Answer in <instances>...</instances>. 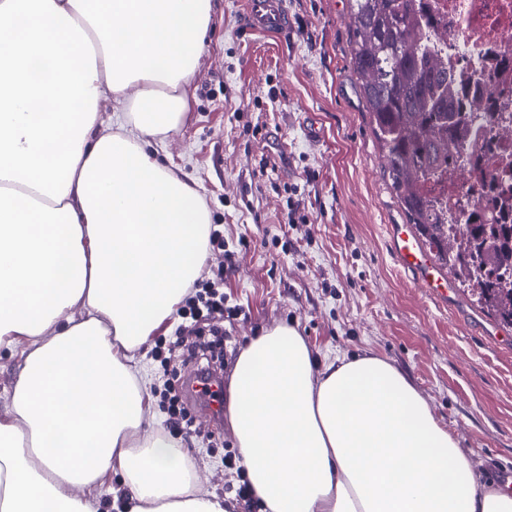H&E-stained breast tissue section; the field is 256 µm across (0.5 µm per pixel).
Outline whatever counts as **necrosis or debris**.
<instances>
[{
	"label": "necrosis or debris",
	"mask_w": 512,
	"mask_h": 512,
	"mask_svg": "<svg viewBox=\"0 0 512 512\" xmlns=\"http://www.w3.org/2000/svg\"><path fill=\"white\" fill-rule=\"evenodd\" d=\"M418 12L435 54L449 68L465 75L479 69L486 74L480 95L465 104L476 121L465 146L464 162L433 193L444 203L460 200L470 188L488 187L482 209L489 220L502 214L494 203L512 200V113L503 111L512 101V0H416Z\"/></svg>",
	"instance_id": "1"
}]
</instances>
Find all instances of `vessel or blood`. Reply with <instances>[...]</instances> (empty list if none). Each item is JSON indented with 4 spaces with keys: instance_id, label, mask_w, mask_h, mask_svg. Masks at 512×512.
<instances>
[{
    "instance_id": "b4317fda",
    "label": "vessel or blood",
    "mask_w": 512,
    "mask_h": 512,
    "mask_svg": "<svg viewBox=\"0 0 512 512\" xmlns=\"http://www.w3.org/2000/svg\"><path fill=\"white\" fill-rule=\"evenodd\" d=\"M250 23L253 28L269 33L287 31L288 11L284 0H249ZM388 254L393 264L407 274L413 284L439 306H446L450 285L419 241L409 224H391L387 227ZM191 397L200 399L213 422H221L224 412L223 377L200 371L191 374L188 381Z\"/></svg>"
}]
</instances>
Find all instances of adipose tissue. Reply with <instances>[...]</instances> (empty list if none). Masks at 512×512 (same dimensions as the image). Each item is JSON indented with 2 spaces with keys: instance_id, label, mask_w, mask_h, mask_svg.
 Segmentation results:
<instances>
[{
  "instance_id": "ef3b65f1",
  "label": "adipose tissue",
  "mask_w": 512,
  "mask_h": 512,
  "mask_svg": "<svg viewBox=\"0 0 512 512\" xmlns=\"http://www.w3.org/2000/svg\"><path fill=\"white\" fill-rule=\"evenodd\" d=\"M211 0H0V512H230L145 430L131 366L202 273L211 214L150 152L180 128ZM121 112L100 125L102 100ZM228 420L264 512H512L410 379L319 362L278 325L239 353Z\"/></svg>"
}]
</instances>
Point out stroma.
<instances>
[{"label": "stroma", "instance_id": "1", "mask_svg": "<svg viewBox=\"0 0 512 512\" xmlns=\"http://www.w3.org/2000/svg\"><path fill=\"white\" fill-rule=\"evenodd\" d=\"M286 35L254 30L248 0H212L209 39L189 85V113L159 159L189 181L224 229L203 279L224 271V297L241 315L221 319L224 376L268 327L294 326L316 358L372 351L402 370L469 457L481 482L512 468V328L496 326L470 292L435 306L390 264L382 227L405 223L372 133L350 55L349 0H285ZM317 124L320 134L308 133ZM267 169H260L261 160ZM296 223H289V214ZM209 353L210 338L178 316L137 353L152 405L146 415L188 451L203 486L234 505L229 425L198 401L169 423L165 389L192 364L155 351L174 341Z\"/></svg>", "mask_w": 512, "mask_h": 512}]
</instances>
